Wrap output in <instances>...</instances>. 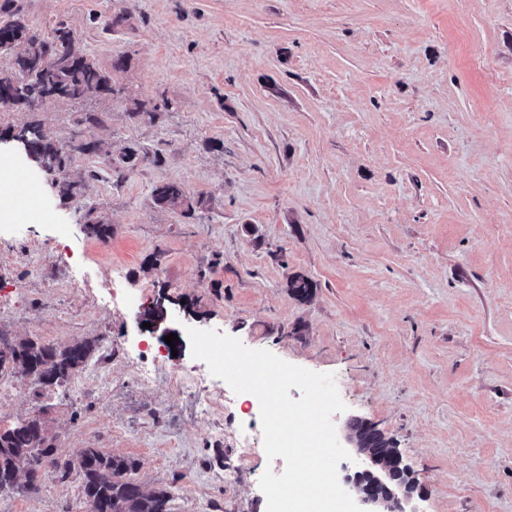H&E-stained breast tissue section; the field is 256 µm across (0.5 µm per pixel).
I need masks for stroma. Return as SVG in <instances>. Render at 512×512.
<instances>
[{"instance_id":"35a3bbf8","label":"stroma","mask_w":512,"mask_h":512,"mask_svg":"<svg viewBox=\"0 0 512 512\" xmlns=\"http://www.w3.org/2000/svg\"><path fill=\"white\" fill-rule=\"evenodd\" d=\"M125 15L113 26L116 15ZM31 31L65 23L137 99L172 100L156 123L124 101L48 99V139L88 133L79 202L11 143L44 219L0 234V330L54 344L96 340L84 372L37 392L0 374V427L45 409L59 459L99 448L136 460L172 512H266L251 394L201 369L187 327L335 377L347 406L392 439L418 512H512V0H23ZM141 161L115 183L111 157ZM95 178H88V171ZM205 197L193 217L153 185ZM108 224L83 233L87 215ZM64 231L68 260L54 242ZM313 285L296 297L291 282ZM164 307V329L137 315ZM77 474L45 465L31 497L0 512H88ZM152 199L154 204L160 208L173 210L179 208L186 217H192L196 209H200L206 204V200L202 196L188 201L182 183L177 181H167L155 185L152 190Z\"/></svg>"}]
</instances>
